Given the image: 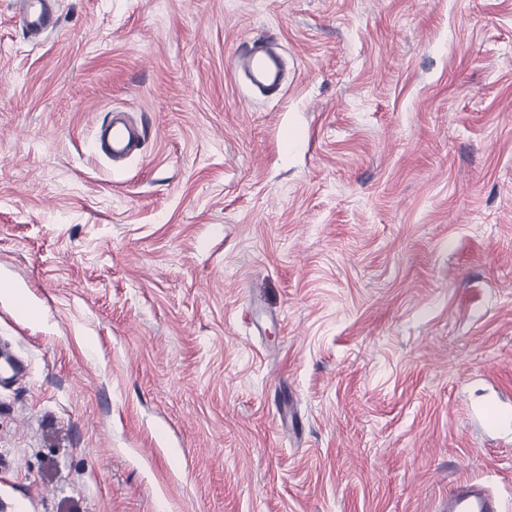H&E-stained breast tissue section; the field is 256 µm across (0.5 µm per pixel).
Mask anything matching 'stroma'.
I'll return each mask as SVG.
<instances>
[{
    "label": "stroma",
    "instance_id": "obj_1",
    "mask_svg": "<svg viewBox=\"0 0 512 512\" xmlns=\"http://www.w3.org/2000/svg\"><path fill=\"white\" fill-rule=\"evenodd\" d=\"M58 13L0 0V512H512V0ZM14 14L19 26L26 32L40 36L55 32L59 27V16L53 8V0H15ZM269 43L253 44L248 52L235 61L236 68L246 75L250 84L267 95H275L280 88L281 61ZM143 139V129L113 117L98 128L95 149L110 158H124L140 151ZM441 512H503L498 497L483 483L463 481L448 490Z\"/></svg>",
    "mask_w": 512,
    "mask_h": 512
}]
</instances>
